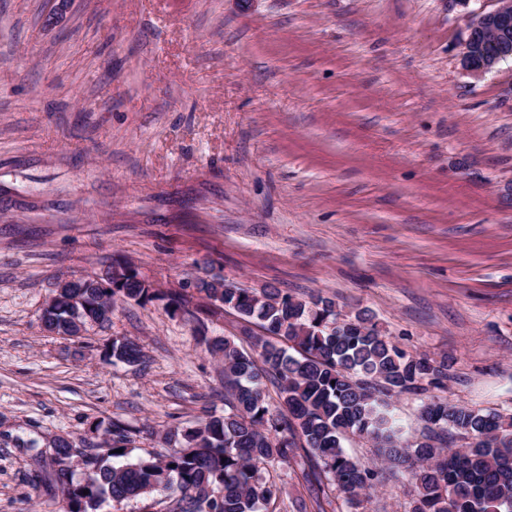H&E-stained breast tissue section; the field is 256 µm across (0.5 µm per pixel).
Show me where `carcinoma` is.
<instances>
[{"instance_id": "1", "label": "carcinoma", "mask_w": 512, "mask_h": 512, "mask_svg": "<svg viewBox=\"0 0 512 512\" xmlns=\"http://www.w3.org/2000/svg\"><path fill=\"white\" fill-rule=\"evenodd\" d=\"M512 48V28L479 36L470 57L480 62L500 47ZM60 298L44 309L42 328L51 336L78 337L112 319L119 302L139 304L161 296L131 263L57 283ZM194 288L211 305L234 310L255 323L252 337L262 365L228 337L205 340L206 351L224 367V414L208 413L194 425L163 435L167 449L133 455L126 427L105 430L103 448L72 453L65 436L49 441L40 456L37 484L59 492L65 512H104L112 503L149 499L165 492L167 512H268L280 487L269 468L295 463L308 480L326 474L343 494L347 512H359L364 492L388 471L406 473L412 486L407 512H512V414L475 410L433 396L421 405L426 432L409 441L388 409L387 398L448 380V359L413 355L384 334L374 314L360 309L338 320L336 303L306 301L277 288L255 292L218 273ZM174 314L183 293L161 297ZM106 363L138 364L144 354L130 339L101 351ZM277 388L279 405L268 403L264 380ZM461 432L467 445L452 450L448 436ZM374 443L381 467H364L344 449L348 434ZM84 467L74 480V465Z\"/></svg>"}]
</instances>
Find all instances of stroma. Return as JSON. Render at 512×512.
<instances>
[{"instance_id":"obj_1","label":"stroma","mask_w":512,"mask_h":512,"mask_svg":"<svg viewBox=\"0 0 512 512\" xmlns=\"http://www.w3.org/2000/svg\"><path fill=\"white\" fill-rule=\"evenodd\" d=\"M495 0H0V512H63L28 480L29 441L139 454L224 411L196 278L370 310L447 359L440 398L512 412V58L460 54ZM123 259L163 301L118 304L81 338L45 333L56 278ZM141 365L103 363L115 338ZM280 506L342 512L278 471ZM405 477L360 512H406Z\"/></svg>"}]
</instances>
